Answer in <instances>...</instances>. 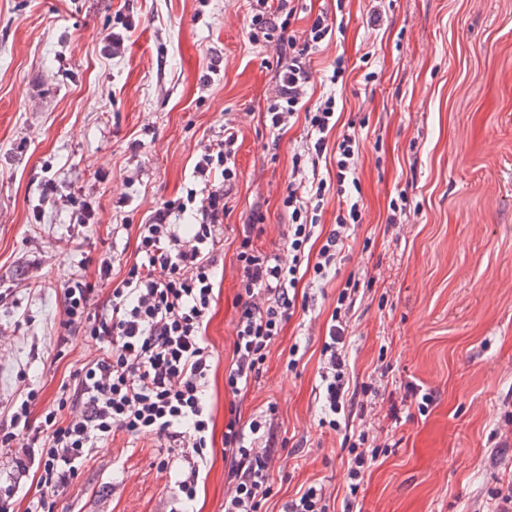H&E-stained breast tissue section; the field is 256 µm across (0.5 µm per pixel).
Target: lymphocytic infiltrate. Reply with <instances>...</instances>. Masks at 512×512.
Returning a JSON list of instances; mask_svg holds the SVG:
<instances>
[{
	"label": "lymphocytic infiltrate",
	"instance_id": "f902f5d3",
	"mask_svg": "<svg viewBox=\"0 0 512 512\" xmlns=\"http://www.w3.org/2000/svg\"><path fill=\"white\" fill-rule=\"evenodd\" d=\"M298 0H254L250 17L253 42L275 46L280 65L276 95L264 112L266 127L282 130L295 114H304L311 142L291 157L288 186L281 207L288 215L282 250L267 253L255 239L266 215L254 205L248 223L237 230L238 314L232 364L225 377L229 395L238 398L261 374L272 342L296 308L303 278L322 281L335 269L352 225L363 220L354 191L359 187L360 141L355 134H336V183L328 185L318 170L326 157V140L335 134L336 98L309 103L312 56L335 35L338 26L327 13L313 19L304 41L289 35ZM238 130L225 122L224 137L206 145L195 164L199 181L186 201L164 203L149 223L138 225L136 258L122 279L113 280L112 262L103 259L95 279L78 277L64 287L65 326L84 332L103 345L101 357L85 365L32 426L35 390L18 398L8 412L9 428L0 432V447L9 448L15 433L29 439V462L39 471L38 494L27 512H54L57 497L77 478L96 448L124 432L163 439L165 447L192 449L195 459L177 479L178 493L170 512H187L196 495L200 464L211 441V415L204 386L214 355L202 334L213 301L218 265L216 244L227 211L228 195L238 172ZM338 200L336 226L327 236L316 232L318 213L328 188ZM193 211L195 223L183 232L173 214ZM315 250L307 263V250ZM348 291L337 297V310L321 349V388L331 414L353 410L355 394L346 377L345 336L341 308ZM275 406L242 422L230 412L224 424V453L229 461L224 512H260L271 486L276 456L270 448ZM368 430H359L348 450L346 483L351 492L343 512H353L352 495L378 460L368 447Z\"/></svg>",
	"mask_w": 512,
	"mask_h": 512
}]
</instances>
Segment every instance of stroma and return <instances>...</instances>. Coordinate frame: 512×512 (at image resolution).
I'll return each instance as SVG.
<instances>
[{
	"instance_id": "stroma-1",
	"label": "stroma",
	"mask_w": 512,
	"mask_h": 512,
	"mask_svg": "<svg viewBox=\"0 0 512 512\" xmlns=\"http://www.w3.org/2000/svg\"><path fill=\"white\" fill-rule=\"evenodd\" d=\"M251 0H0V407L37 389L43 421L61 383L97 359L99 341L62 324L65 283L95 277L109 257L123 276L134 227L185 199L204 145L239 130L238 180L218 244L224 272L205 329L214 354L205 384L214 423L193 512H224V420L237 316L236 225L255 203L260 247L279 246L280 199L304 121L264 125L276 53L249 38ZM289 27L318 13L340 30L312 56V99L336 96L337 129H354L363 221L335 272L307 286L245 395L249 419L278 407L277 460L261 512L311 484L347 495L342 435L323 427L320 351L339 292L355 280L346 316L353 388L371 386L367 420L393 447L358 492L361 512H485L488 491L512 480V0H302ZM381 7L379 29L367 24ZM119 33V45L109 35ZM344 57L343 83L330 76ZM279 140L277 153L267 152ZM57 190L44 194L47 179ZM411 212L389 223L390 203ZM90 201L73 223L69 197ZM299 345L302 358L288 366ZM433 393L419 411L407 385ZM27 439L0 451V483L37 492L19 469ZM117 433L58 497L55 512H169L191 451Z\"/></svg>"
}]
</instances>
